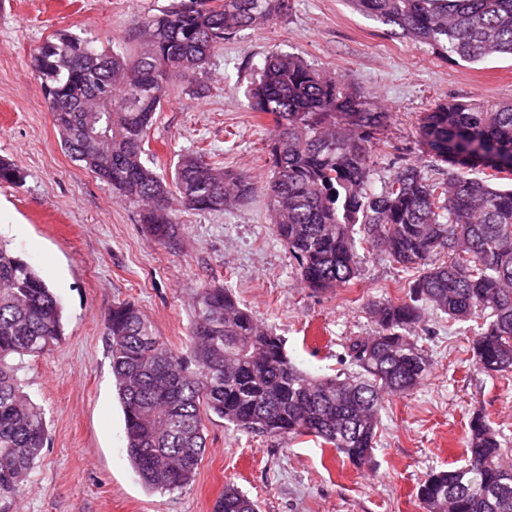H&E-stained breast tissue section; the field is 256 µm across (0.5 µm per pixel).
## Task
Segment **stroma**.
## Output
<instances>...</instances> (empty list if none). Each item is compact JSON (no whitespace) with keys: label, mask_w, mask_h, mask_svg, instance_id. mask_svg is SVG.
<instances>
[{"label":"stroma","mask_w":512,"mask_h":512,"mask_svg":"<svg viewBox=\"0 0 512 512\" xmlns=\"http://www.w3.org/2000/svg\"><path fill=\"white\" fill-rule=\"evenodd\" d=\"M171 0H0V156L24 174L0 185V240L30 263L59 298L64 335L24 364V390L45 412L49 440L23 490L0 499V512H214L225 484L260 512H426L419 482L434 469L462 465L468 422L481 412L498 433L512 468V370L489 373L473 359L470 325L427 311L415 331L430 371L412 392L385 396L368 465L355 466L309 437L245 434L214 418L193 483L153 491L126 452L104 316L131 302L169 344L186 345L192 297L205 282L230 288L259 324L280 336L294 364L322 377L354 376L346 355L376 324L368 306L408 295L414 271L367 254L351 286L315 292L296 274L271 232L264 193L227 212H177V239L156 240L138 208L60 147L31 56L47 38L69 32L97 46L132 50L134 22ZM275 52L301 55L314 68L365 88L389 125L374 147L373 179H392L398 162L435 164L419 142L423 112L451 99L512 101V57L477 64L442 58L423 44L354 10L348 0H294L291 15L225 40L196 93L175 80L148 131L158 172L202 146L227 169L258 183L270 175L269 116L244 95ZM235 131L228 140L227 131Z\"/></svg>","instance_id":"stroma-1"}]
</instances>
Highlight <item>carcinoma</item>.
Masks as SVG:
<instances>
[{
  "instance_id": "1",
  "label": "carcinoma",
  "mask_w": 512,
  "mask_h": 512,
  "mask_svg": "<svg viewBox=\"0 0 512 512\" xmlns=\"http://www.w3.org/2000/svg\"><path fill=\"white\" fill-rule=\"evenodd\" d=\"M357 11L428 45L446 59L477 63L512 56V0H349ZM186 0L136 23L134 52L96 47L71 33L32 55L45 102L67 155L141 209V222L168 243L178 233L173 202L185 212H223L251 200L259 185L232 173L206 150L179 158L171 177L144 159L148 129L165 87L189 83L224 41L287 16L292 0ZM159 94L127 105L134 93ZM112 99L101 110L98 95ZM245 96L271 117L273 169L267 186L272 231L288 249L305 287L353 284L363 255L378 251L418 276L408 298L370 307L374 334L355 339L347 356L359 376L309 375L283 339L260 325L232 292L205 284L193 297L190 345L181 352L158 336L147 315L117 303L104 318L127 453L146 487L184 489L206 448L205 420L269 436H311L354 464L369 462L383 395L413 391L429 362L414 328L429 308L450 319L479 320L472 332L476 363L512 369V102L449 100L423 114L427 153L448 165L437 179L401 165L377 187L375 134L388 119L369 107V93L348 86L293 54L268 57ZM349 128L336 126V117ZM483 167L491 173L472 177ZM20 168L0 158V184L18 185ZM446 260L433 261L439 252ZM63 336L62 308L32 266L0 242V497L16 494L47 440L43 411L23 391L26 358ZM465 464L434 470L420 483L426 512H512V470L501 464L496 433L479 412L469 421ZM214 512H259L256 501L224 487Z\"/></svg>"
}]
</instances>
